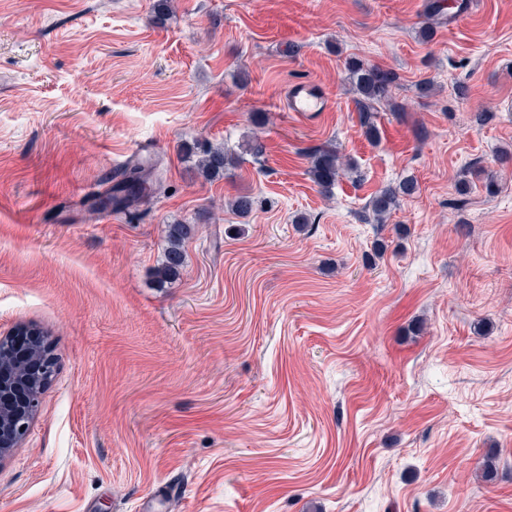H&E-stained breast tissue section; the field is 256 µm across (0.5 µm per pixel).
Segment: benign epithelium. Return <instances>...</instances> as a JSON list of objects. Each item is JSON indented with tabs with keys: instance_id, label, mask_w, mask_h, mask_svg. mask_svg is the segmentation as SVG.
<instances>
[{
	"instance_id": "obj_1",
	"label": "benign epithelium",
	"mask_w": 512,
	"mask_h": 512,
	"mask_svg": "<svg viewBox=\"0 0 512 512\" xmlns=\"http://www.w3.org/2000/svg\"><path fill=\"white\" fill-rule=\"evenodd\" d=\"M26 333L35 337V343L23 357L17 353L11 338H0V462L26 437L50 379L49 361H44L43 372L38 374L27 364L28 356H42L46 348L44 337L34 329Z\"/></svg>"
}]
</instances>
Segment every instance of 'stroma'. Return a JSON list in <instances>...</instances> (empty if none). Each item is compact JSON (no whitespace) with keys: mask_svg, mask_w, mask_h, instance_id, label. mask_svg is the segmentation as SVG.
Listing matches in <instances>:
<instances>
[{"mask_svg":"<svg viewBox=\"0 0 512 512\" xmlns=\"http://www.w3.org/2000/svg\"><path fill=\"white\" fill-rule=\"evenodd\" d=\"M429 2L0 0V337L55 354L0 512H512V0L425 40ZM351 58L396 76L375 141ZM195 140L235 167L199 177ZM328 146L353 170L326 195ZM138 147L160 191L94 211ZM331 107L330 97L316 84L299 83L289 90L288 110L301 119H318L323 112H329ZM310 176L322 193H330L340 176L341 167L335 150L319 149L311 156ZM416 186L412 180H406L397 186H387L379 190L369 203L370 210L374 220L383 224L385 218L389 216L396 205L400 194L410 195L414 193ZM195 235L192 224L174 223L166 226V248L163 259L156 269V278L166 283L179 276L185 264L184 244Z\"/></svg>","mask_w":512,"mask_h":512,"instance_id":"stroma-1","label":"stroma"}]
</instances>
